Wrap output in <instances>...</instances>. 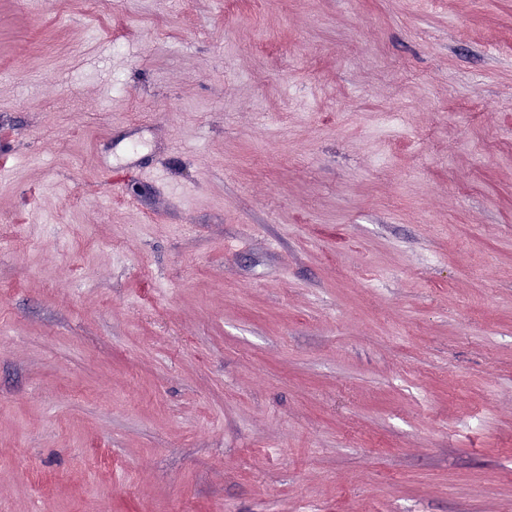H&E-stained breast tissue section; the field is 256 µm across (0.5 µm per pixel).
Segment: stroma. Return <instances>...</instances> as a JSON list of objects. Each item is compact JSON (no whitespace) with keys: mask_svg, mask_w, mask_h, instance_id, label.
I'll return each mask as SVG.
<instances>
[{"mask_svg":"<svg viewBox=\"0 0 512 512\" xmlns=\"http://www.w3.org/2000/svg\"><path fill=\"white\" fill-rule=\"evenodd\" d=\"M2 166L0 512H512V0H0Z\"/></svg>","mask_w":512,"mask_h":512,"instance_id":"35a3bbf8","label":"stroma"}]
</instances>
